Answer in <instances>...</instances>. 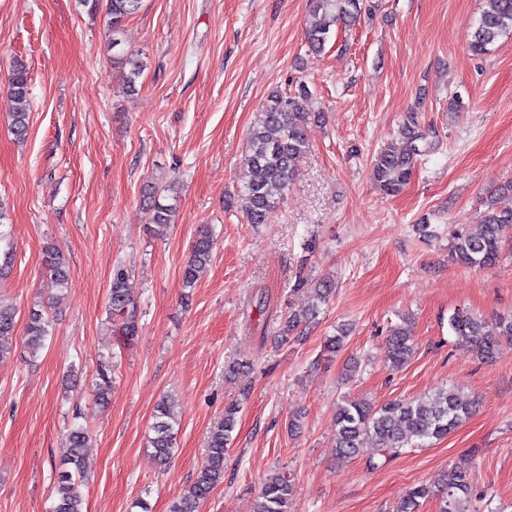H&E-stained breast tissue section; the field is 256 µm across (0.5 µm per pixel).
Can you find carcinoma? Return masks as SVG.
Returning a JSON list of instances; mask_svg holds the SVG:
<instances>
[{
	"label": "carcinoma",
	"instance_id": "obj_1",
	"mask_svg": "<svg viewBox=\"0 0 512 512\" xmlns=\"http://www.w3.org/2000/svg\"><path fill=\"white\" fill-rule=\"evenodd\" d=\"M486 7L469 27L468 49L475 56L490 51L499 39L512 37V0H485ZM142 0H107L109 17L108 47L121 44L126 20L137 13ZM314 21L305 30L308 52H324L333 30L339 24H355L362 11H369L368 0H311ZM127 71L123 84L127 91L137 88L143 64L133 57L125 59ZM9 93L14 102L10 129L18 139L29 130L30 92L26 67L14 65L9 78ZM307 86L300 85L294 94L275 92L268 96L250 130L242 160L244 173L236 191V209L248 224H263L267 216L283 204L300 157L307 151V127L310 120L318 121L321 113L306 111ZM401 143H390L380 149L373 161L379 189L387 195H397L409 184L417 164L427 152L426 137L419 126L410 122L400 130ZM142 202L154 212L151 232L161 237L178 210V196L172 186L154 184L142 192ZM512 243V209L493 206L481 214L479 223L453 232L449 258L464 268H489L499 261L505 243ZM214 239L203 232L192 244L190 258L182 270L186 288L196 286L201 274L210 265ZM49 286L65 288L69 284V267L58 255H46ZM313 302L302 314L290 313L274 332V341L286 343L305 323L316 318L332 294V283L322 279L311 289ZM109 308L112 317L121 320L120 330L126 337L137 335L134 301L122 268L114 270ZM16 327V309L0 300V359L11 352V339ZM448 328L457 343L475 349L483 358L495 353L497 337L512 336V314L495 319V330L486 329L481 317L457 310L448 318ZM348 329L341 327L328 336L322 345L326 357L336 355L347 340ZM49 337V321L44 310L29 311L25 340L27 346L39 350ZM388 361L392 369L403 367L414 351L411 323L408 320L394 326L387 336ZM475 401L465 397L454 386L441 387L432 396L422 399H394L374 405L364 399L345 398L336 410V455L349 459L358 455L362 445L372 439L377 456L368 467L377 468L404 448H425L452 433L474 412ZM240 402L224 406V416L210 431L205 462L201 464L187 493L172 503L170 512H197L200 501L224 481V454L232 440L240 413ZM177 419L174 404L163 401L156 407L149 445L161 466H166L174 451ZM90 448L89 433L76 425L70 432V453L59 465L55 499L50 512H85L80 487L83 483L84 462ZM295 484L287 477L274 474L264 483L253 512H290ZM471 494L470 471L466 465H455L431 484L411 488L395 506L394 512H419L430 499L439 501L438 512H466L462 504Z\"/></svg>",
	"mask_w": 512,
	"mask_h": 512
}]
</instances>
